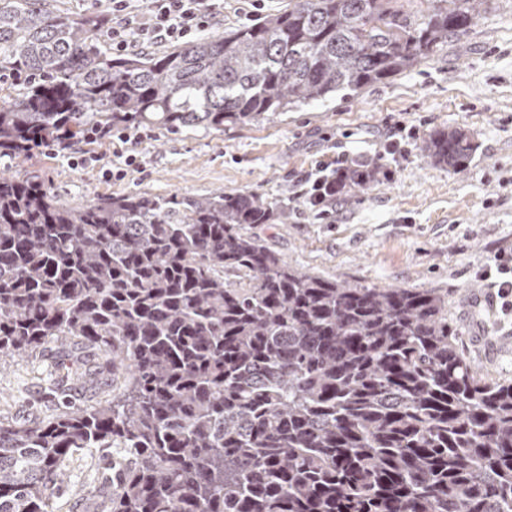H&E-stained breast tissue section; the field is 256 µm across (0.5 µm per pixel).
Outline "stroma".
Listing matches in <instances>:
<instances>
[{
    "instance_id": "obj_1",
    "label": "stroma",
    "mask_w": 512,
    "mask_h": 512,
    "mask_svg": "<svg viewBox=\"0 0 512 512\" xmlns=\"http://www.w3.org/2000/svg\"><path fill=\"white\" fill-rule=\"evenodd\" d=\"M289 0H217L218 20L205 29L217 37L287 10ZM414 131L402 154L384 155L391 130ZM440 129L470 137L469 163L454 170L425 159L420 145ZM140 167H125L127 154ZM345 156L384 162L389 177L365 191H350L331 214L311 209L300 192L317 166ZM39 177L72 206L128 192H255L287 200L284 224H260L256 234L300 270L339 282L398 288H440L457 343L485 377L512 381V309L478 304L493 284L480 273L494 254L512 249V0L492 6L467 31L449 39L413 69L370 84L345 98L320 100L298 110L223 130L171 134L148 128L141 140L104 137L72 150H35L11 170ZM57 346L46 343L0 366V418L48 420L111 399L106 385L76 384L52 393ZM110 475L100 451L84 449L68 463L56 504L74 507Z\"/></svg>"
}]
</instances>
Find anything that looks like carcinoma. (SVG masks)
Segmentation results:
<instances>
[{
    "label": "carcinoma",
    "mask_w": 512,
    "mask_h": 512,
    "mask_svg": "<svg viewBox=\"0 0 512 512\" xmlns=\"http://www.w3.org/2000/svg\"><path fill=\"white\" fill-rule=\"evenodd\" d=\"M291 0L288 10L162 54L101 49V14L0 0V160L114 128L249 124L410 70L488 0ZM422 153L460 169L461 130ZM258 193L130 192L59 203L0 175V362L62 348L58 388L99 351L105 405L0 423V512H54L65 462L110 448L95 512H512V381L459 350L448 294L301 271L254 224ZM236 277L239 286L229 277Z\"/></svg>",
    "instance_id": "1"
}]
</instances>
